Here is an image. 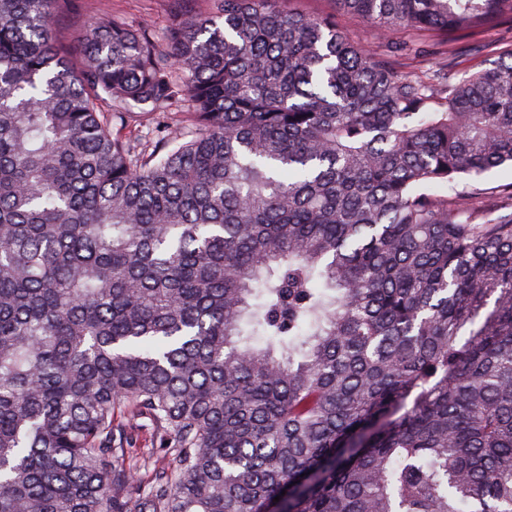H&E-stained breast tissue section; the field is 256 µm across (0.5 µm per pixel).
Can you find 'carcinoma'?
I'll return each mask as SVG.
<instances>
[{"label": "carcinoma", "instance_id": "carcinoma-1", "mask_svg": "<svg viewBox=\"0 0 512 512\" xmlns=\"http://www.w3.org/2000/svg\"><path fill=\"white\" fill-rule=\"evenodd\" d=\"M290 2L0 0V512H512V0H334L427 77ZM81 9L67 15L60 22L58 35L63 42H69L82 26L102 13H112L127 23L138 26L144 21L151 24L152 33L158 43L162 42L168 22L166 0H79ZM512 45V29L510 23H502L482 35V37L460 44L463 55L457 61L454 68L459 72V76L471 66L478 64L483 60L491 49L498 51H508ZM128 118V126L124 129L123 135H131L133 138L137 137L144 140L153 139L156 135V119L153 120L152 116L143 114H133ZM151 425L148 419L139 420V426L132 432L133 443L136 441V448H140V451L144 453V456L150 457L152 464L161 466L164 460V451L161 448H156V445H152L151 438ZM154 447V448H152Z\"/></svg>", "mask_w": 512, "mask_h": 512}]
</instances>
